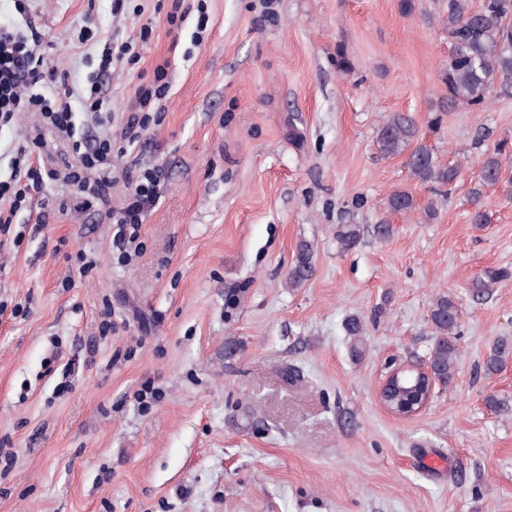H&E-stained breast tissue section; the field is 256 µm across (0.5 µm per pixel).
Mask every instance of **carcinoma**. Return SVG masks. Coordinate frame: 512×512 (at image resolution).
Returning <instances> with one entry per match:
<instances>
[{"instance_id":"carcinoma-1","label":"carcinoma","mask_w":512,"mask_h":512,"mask_svg":"<svg viewBox=\"0 0 512 512\" xmlns=\"http://www.w3.org/2000/svg\"><path fill=\"white\" fill-rule=\"evenodd\" d=\"M444 27L448 29L452 49L442 70L441 81L445 86L448 107H467L482 110L489 103L493 85H499L498 94L512 96V0H481L473 6L471 0H448ZM379 152L390 158L404 156L410 175L422 186L434 191L452 189L462 172V163L443 164L433 150L419 141V131L413 117L405 112H393L380 124L376 132ZM498 187L512 195V141H498L480 160L478 180L470 188L474 205L470 220L473 224L488 223L484 210L483 192L486 187ZM392 213L408 214L424 211V217L435 215V203L429 201L419 207L414 194L407 189L392 191L387 199ZM361 229L357 224H344L336 237L344 248L358 243ZM315 271L314 249L306 241L299 244L294 264L288 272V287L297 288L308 281ZM428 321L433 327V345L429 365L433 376L443 385L453 378L461 357L457 342L459 327L458 303L449 295L433 299L428 311ZM346 335L351 337L352 354L362 357L365 328L357 316L346 319ZM512 354V345L504 339L497 340L484 365L486 373H495ZM411 383L402 377L398 394L390 402L396 409L410 403Z\"/></svg>"}]
</instances>
